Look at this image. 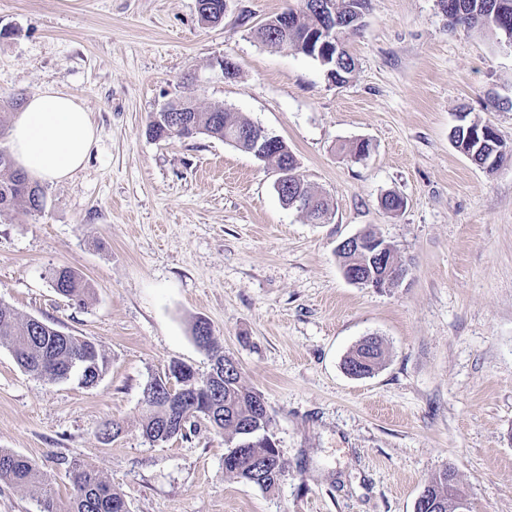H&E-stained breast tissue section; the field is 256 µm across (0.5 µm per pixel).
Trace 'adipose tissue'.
<instances>
[{
	"instance_id": "obj_1",
	"label": "adipose tissue",
	"mask_w": 512,
	"mask_h": 512,
	"mask_svg": "<svg viewBox=\"0 0 512 512\" xmlns=\"http://www.w3.org/2000/svg\"><path fill=\"white\" fill-rule=\"evenodd\" d=\"M97 129L82 100L47 86L32 93L16 112L9 146L32 180L63 181L81 169L96 142Z\"/></svg>"
}]
</instances>
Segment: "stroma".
Wrapping results in <instances>:
<instances>
[{
  "instance_id": "1",
  "label": "stroma",
  "mask_w": 512,
  "mask_h": 512,
  "mask_svg": "<svg viewBox=\"0 0 512 512\" xmlns=\"http://www.w3.org/2000/svg\"><path fill=\"white\" fill-rule=\"evenodd\" d=\"M293 3L227 0L205 24L197 0H0V100L51 85L98 131L84 168L43 184L41 213L0 218V300L108 358L87 388L38 379L0 346V448L64 503L65 464L84 461L129 512H416L446 467L467 512H512V159L486 171L450 138L465 118L512 145V47L438 0H368L338 85L258 41ZM178 99L283 139L329 220L285 206L273 167L232 144L151 139L152 115ZM361 140L365 159L341 152ZM389 193L401 211L382 207ZM362 233L406 265L395 287L344 277L336 247ZM62 266L94 284L87 304L54 290ZM201 318L266 402L288 465L272 492L225 475L228 445L206 421L142 436L146 384L174 361L208 370ZM371 336L381 366L352 377L344 360ZM112 420L123 431L102 440Z\"/></svg>"
}]
</instances>
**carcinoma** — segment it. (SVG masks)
Masks as SVG:
<instances>
[{
  "label": "carcinoma",
  "mask_w": 512,
  "mask_h": 512,
  "mask_svg": "<svg viewBox=\"0 0 512 512\" xmlns=\"http://www.w3.org/2000/svg\"><path fill=\"white\" fill-rule=\"evenodd\" d=\"M206 7L200 13L201 21L211 24L224 15V0H204ZM336 37L344 39L360 31L345 21L352 9L366 10L368 0H335ZM309 0H297V6L288 8L299 24L297 30H288V36L302 32L307 27ZM443 11L451 22L476 28L481 32L502 38V30L512 31V0H440ZM354 57L346 52L336 61L334 82L342 84L354 72ZM188 126L177 130L170 113L156 112L148 125V134L155 140L173 137L188 138L196 134H207L224 140L244 150L249 142L241 138L242 132L252 124L215 105L203 111L192 106L186 112ZM458 148L471 150V159L480 166L485 165L489 154L485 148L465 141V132H460ZM295 191L302 197V211L314 223L327 220L330 211L326 198L304 183L295 179ZM44 207V196L39 185L16 168L11 155L0 149V216L12 213L32 214ZM53 287L62 297L85 303L93 294L91 284L77 271L61 267L52 273ZM0 346L7 348L17 365L33 376L47 382L78 379L84 386L95 385L108 366V360L96 346L85 338L63 332L54 326L40 324L33 316H25L0 300ZM204 350L210 358V369L198 373L182 362L169 366L171 377L159 379L160 387L153 398H144L142 436L148 442H165L174 437H188L194 432L195 419L202 417L218 432L224 434L230 447L224 453V473L252 483L262 490H275L287 475V463L280 452L267 441H254L244 448L256 435L267 434L269 412L262 395L244 387L240 372L234 362L224 355L212 338H207ZM383 356L381 343L371 337L364 340L347 359V368L362 376L372 373ZM187 373L196 381L198 397L185 399L174 405L170 402L166 385L174 383L179 389L178 374ZM72 479L73 491L67 512H120L126 507L123 495L112 488L91 466L72 460L67 463ZM0 482L17 488L41 487L48 478L29 458L18 453L0 449ZM431 492V508L427 512H458L460 502L448 494V469L436 473L428 484Z\"/></svg>",
  "instance_id": "cac0c4a2"
}]
</instances>
